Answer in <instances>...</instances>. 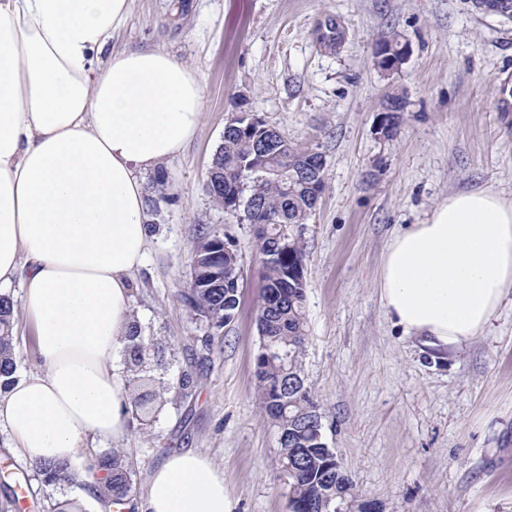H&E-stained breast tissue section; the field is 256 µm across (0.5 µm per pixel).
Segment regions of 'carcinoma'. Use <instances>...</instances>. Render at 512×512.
I'll use <instances>...</instances> for the list:
<instances>
[{
  "label": "carcinoma",
  "mask_w": 512,
  "mask_h": 512,
  "mask_svg": "<svg viewBox=\"0 0 512 512\" xmlns=\"http://www.w3.org/2000/svg\"><path fill=\"white\" fill-rule=\"evenodd\" d=\"M386 102L395 106L382 131V140L390 141L401 123L404 101L391 95ZM322 146L318 136L294 142L273 127L265 129L262 122L249 130L231 131L213 156L205 186L217 204L234 211L243 209L255 226L264 278L258 314L264 334L256 358L258 397L282 437L278 460L281 471L287 473L292 512H336L338 505L358 508L353 481L336 466V454L327 446L318 404L307 386L298 384L308 340L303 276L306 250L298 227L308 223L314 190L324 183ZM190 262L193 288L185 295L186 302L211 330L233 322L243 279L237 242L226 234L205 233L194 246ZM15 321V302L10 294L1 293V389L17 378ZM124 349L129 352L131 406L141 418L163 409L172 394L187 396V377L173 384L151 376L165 362V347L143 336L135 320ZM94 467L105 473L95 487L99 496L113 506L130 502L134 483L120 452L95 458L88 463V468ZM35 472L46 485L61 486L75 479L68 460H46Z\"/></svg>",
  "instance_id": "obj_1"
}]
</instances>
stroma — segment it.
Wrapping results in <instances>:
<instances>
[{"label": "stroma", "instance_id": "1", "mask_svg": "<svg viewBox=\"0 0 512 512\" xmlns=\"http://www.w3.org/2000/svg\"><path fill=\"white\" fill-rule=\"evenodd\" d=\"M326 19L345 32L333 53L315 39ZM393 33L410 53L386 72L372 51ZM116 44L175 54L206 90L195 136L162 167L164 187L146 178L151 238L131 276L143 335L165 347L167 379L189 374L193 390L150 421L132 416L122 438L88 436L85 447L126 456L136 503L167 454L195 449L223 475L231 512H290L277 430L257 398L254 227L205 191L227 119L247 110L289 140L324 145L325 187L302 228V369L360 501L379 512H512V301L490 333L447 352L394 325L377 289L393 234L449 194L491 188L512 201V21L470 0H133ZM391 94L405 101L403 121L384 142L374 127ZM204 231L233 236L244 270L237 316L213 334L184 300ZM65 498L88 512L101 504L87 486L35 480L0 426V512Z\"/></svg>", "mask_w": 512, "mask_h": 512}]
</instances>
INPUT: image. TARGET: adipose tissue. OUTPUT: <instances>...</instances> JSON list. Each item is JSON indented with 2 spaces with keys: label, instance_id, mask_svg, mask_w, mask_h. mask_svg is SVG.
<instances>
[{
  "label": "adipose tissue",
  "instance_id": "1",
  "mask_svg": "<svg viewBox=\"0 0 512 512\" xmlns=\"http://www.w3.org/2000/svg\"><path fill=\"white\" fill-rule=\"evenodd\" d=\"M132 0H0V287L19 284L41 367L0 394V426L37 464L127 430L120 352L131 272L149 244L144 176L177 157L205 107L195 70L111 48ZM380 301L395 325L454 351L512 296V203L448 196L389 240ZM138 512H231L196 450L169 454Z\"/></svg>",
  "mask_w": 512,
  "mask_h": 512
}]
</instances>
